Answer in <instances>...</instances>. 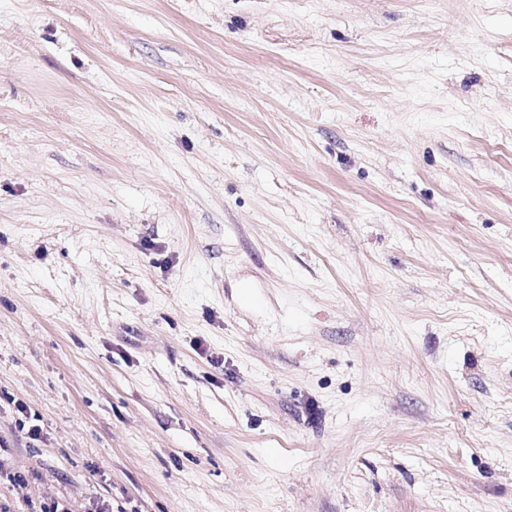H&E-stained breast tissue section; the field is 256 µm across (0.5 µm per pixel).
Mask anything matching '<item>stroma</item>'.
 Returning a JSON list of instances; mask_svg holds the SVG:
<instances>
[{
  "label": "stroma",
  "mask_w": 512,
  "mask_h": 512,
  "mask_svg": "<svg viewBox=\"0 0 512 512\" xmlns=\"http://www.w3.org/2000/svg\"><path fill=\"white\" fill-rule=\"evenodd\" d=\"M0 461L512 512V0H0Z\"/></svg>",
  "instance_id": "35a3bbf8"
}]
</instances>
